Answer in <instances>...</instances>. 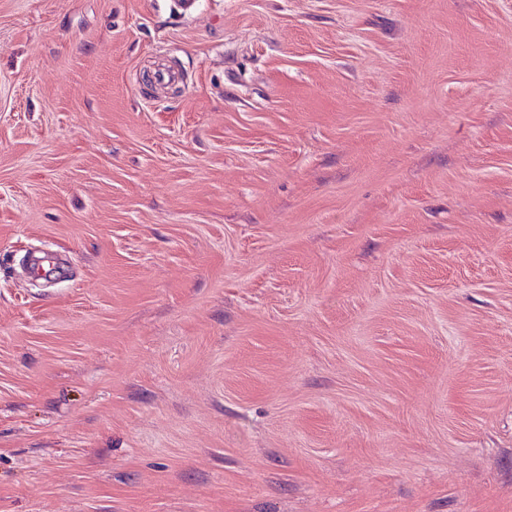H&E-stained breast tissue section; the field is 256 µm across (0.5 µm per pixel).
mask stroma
<instances>
[{"mask_svg":"<svg viewBox=\"0 0 512 512\" xmlns=\"http://www.w3.org/2000/svg\"><path fill=\"white\" fill-rule=\"evenodd\" d=\"M0 512H512V0H0Z\"/></svg>","mask_w":512,"mask_h":512,"instance_id":"35a3bbf8","label":"stroma"}]
</instances>
